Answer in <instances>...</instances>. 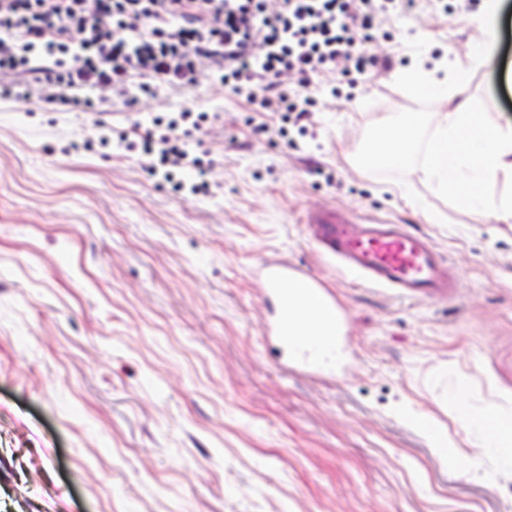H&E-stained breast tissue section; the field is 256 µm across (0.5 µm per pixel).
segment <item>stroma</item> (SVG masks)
Listing matches in <instances>:
<instances>
[{
  "instance_id": "35a3bbf8",
  "label": "stroma",
  "mask_w": 512,
  "mask_h": 512,
  "mask_svg": "<svg viewBox=\"0 0 512 512\" xmlns=\"http://www.w3.org/2000/svg\"><path fill=\"white\" fill-rule=\"evenodd\" d=\"M483 8L395 18L378 79L316 80L319 110L283 138L279 115L205 78L103 104L118 134L188 105L214 114L192 136L211 161L184 176L208 183L196 196L97 143L80 108L0 97V512H512V473L471 480L408 418L470 455L441 400L450 366L512 405V223L423 181L435 96L400 80L422 51L469 61ZM505 63L465 75L492 122L512 123ZM401 112L422 119L414 155L366 163ZM325 207L428 236L453 296L407 299L342 271L306 222ZM280 257L345 315L336 375L280 367L253 277Z\"/></svg>"
}]
</instances>
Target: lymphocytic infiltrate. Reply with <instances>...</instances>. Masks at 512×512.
<instances>
[{
	"instance_id": "1",
	"label": "lymphocytic infiltrate",
	"mask_w": 512,
	"mask_h": 512,
	"mask_svg": "<svg viewBox=\"0 0 512 512\" xmlns=\"http://www.w3.org/2000/svg\"><path fill=\"white\" fill-rule=\"evenodd\" d=\"M439 0H0V94L95 109L195 86L199 69L253 109L303 116L312 77L377 71L372 46L416 4ZM183 109L140 142L166 180L203 169Z\"/></svg>"
}]
</instances>
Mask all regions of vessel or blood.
Instances as JSON below:
<instances>
[{
  "instance_id": "b4317fda",
  "label": "vessel or blood",
  "mask_w": 512,
  "mask_h": 512,
  "mask_svg": "<svg viewBox=\"0 0 512 512\" xmlns=\"http://www.w3.org/2000/svg\"><path fill=\"white\" fill-rule=\"evenodd\" d=\"M314 241L338 261L342 270L377 288H395L409 298H440L451 284L439 253L424 236L404 225L367 222L353 226L350 219L328 208L312 214ZM255 277L272 306L267 334L285 354L284 362L303 373L325 370L326 365L291 342L289 336L302 303L316 299L327 313L316 335L339 345L346 335L343 315L321 280L285 258L264 261Z\"/></svg>"
}]
</instances>
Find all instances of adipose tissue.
Masks as SVG:
<instances>
[{"instance_id": "obj_1", "label": "adipose tissue", "mask_w": 512, "mask_h": 512, "mask_svg": "<svg viewBox=\"0 0 512 512\" xmlns=\"http://www.w3.org/2000/svg\"><path fill=\"white\" fill-rule=\"evenodd\" d=\"M466 67L449 65L446 77L429 73L411 77L409 88L425 92L437 89L447 109L436 120L438 138L431 149L425 178L438 188L461 196L467 208L492 213L504 224L512 223V194L489 196L488 184L512 181V126L487 122L480 98L465 94L460 78ZM416 137V120L408 116L387 128L372 150L384 163L406 161ZM450 398L456 417L466 433L472 434L476 454L465 461L467 473L474 479L488 476L485 456H494L500 470L512 471V412L496 406L481 408L473 403L472 391L464 382L451 387Z\"/></svg>"}]
</instances>
